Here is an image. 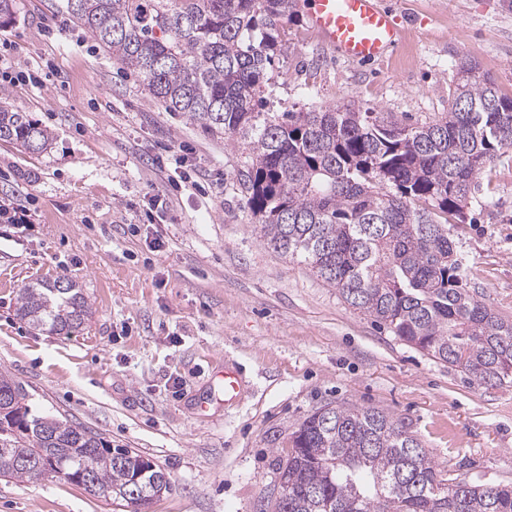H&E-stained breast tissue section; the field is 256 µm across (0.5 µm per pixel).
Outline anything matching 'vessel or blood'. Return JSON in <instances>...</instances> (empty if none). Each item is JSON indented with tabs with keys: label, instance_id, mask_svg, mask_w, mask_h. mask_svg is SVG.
Wrapping results in <instances>:
<instances>
[{
	"label": "vessel or blood",
	"instance_id": "vessel-or-blood-1",
	"mask_svg": "<svg viewBox=\"0 0 512 512\" xmlns=\"http://www.w3.org/2000/svg\"><path fill=\"white\" fill-rule=\"evenodd\" d=\"M311 29L336 55L351 63H379L401 45L406 27L382 0H311L308 12ZM225 408L243 399L246 380L234 363L217 371Z\"/></svg>",
	"mask_w": 512,
	"mask_h": 512
}]
</instances>
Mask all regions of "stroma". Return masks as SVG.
Masks as SVG:
<instances>
[{"label": "stroma", "instance_id": "obj_1", "mask_svg": "<svg viewBox=\"0 0 512 512\" xmlns=\"http://www.w3.org/2000/svg\"><path fill=\"white\" fill-rule=\"evenodd\" d=\"M409 23L389 60L352 65L307 19L263 96L305 112L349 100L428 122L447 111L461 58L512 96V0H387ZM13 0L0 27V104L47 128L48 148L0 140V371L35 407L150 458L171 480L146 512H271L274 470L303 419L326 405L401 419L439 469L512 483V382L489 387L400 340L305 266L268 250L240 194L245 155L156 103L59 8ZM183 149L180 168L157 159ZM167 202L153 211L150 196ZM470 292L512 319V153L475 185L453 229ZM65 278L90 306L69 335L15 313L26 285ZM249 393L237 408L197 399L217 363ZM183 387L174 390L173 379ZM0 512H131L56 477L0 478Z\"/></svg>", "mask_w": 512, "mask_h": 512}]
</instances>
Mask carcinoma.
<instances>
[{
    "instance_id": "1",
    "label": "carcinoma",
    "mask_w": 512,
    "mask_h": 512,
    "mask_svg": "<svg viewBox=\"0 0 512 512\" xmlns=\"http://www.w3.org/2000/svg\"><path fill=\"white\" fill-rule=\"evenodd\" d=\"M297 0H61L62 11L166 110L247 153L239 190L263 244L296 259L354 309L479 384L512 378V320L463 288L450 226L474 181L512 150V96L464 60L448 111L424 123L353 101L264 112ZM0 140L40 152L49 132L0 108ZM89 306L66 279L22 289L16 314L69 334ZM272 512H512V486L443 476L420 439L376 408L327 404L289 437ZM115 505L164 480L147 457L32 409L0 372V452Z\"/></svg>"
}]
</instances>
